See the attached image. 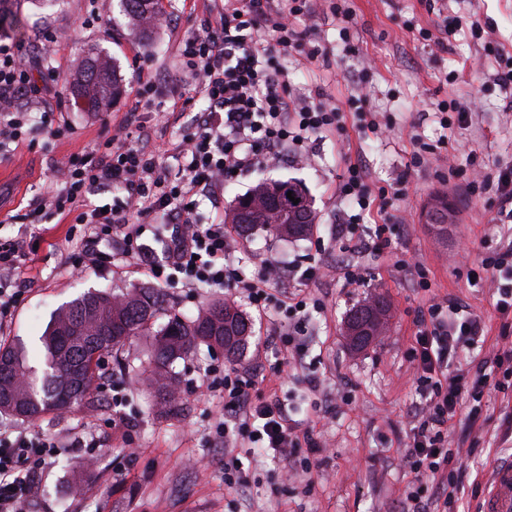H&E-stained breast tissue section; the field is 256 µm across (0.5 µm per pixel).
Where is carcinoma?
I'll list each match as a JSON object with an SVG mask.
<instances>
[{
    "label": "carcinoma",
    "instance_id": "carcinoma-1",
    "mask_svg": "<svg viewBox=\"0 0 512 512\" xmlns=\"http://www.w3.org/2000/svg\"><path fill=\"white\" fill-rule=\"evenodd\" d=\"M77 92L95 105L118 89L105 67L87 68ZM299 199L293 203L287 193ZM316 215L304 190L290 182L261 184L251 195L240 199L227 223L243 238L257 227L289 238L305 236ZM162 310L151 288L117 297L89 292L64 305L50 320L39 338L43 358L29 363L24 346L0 348V414L35 422L44 414L75 408L91 399L94 364L109 352L117 351L137 336L150 337L148 387L162 395L161 408L172 410L176 403L177 380L170 365L184 359L200 346H220L230 355L239 353L252 336V323L235 307L218 299L201 309L192 319L176 313L159 329L154 318ZM388 305L383 297L355 310L348 320L350 344L362 349L378 336L386 322ZM70 402H58L63 390Z\"/></svg>",
    "mask_w": 512,
    "mask_h": 512
}]
</instances>
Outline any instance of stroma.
Returning <instances> with one entry per match:
<instances>
[{
  "label": "stroma",
  "mask_w": 512,
  "mask_h": 512,
  "mask_svg": "<svg viewBox=\"0 0 512 512\" xmlns=\"http://www.w3.org/2000/svg\"><path fill=\"white\" fill-rule=\"evenodd\" d=\"M171 21L143 26L125 13L120 0H15L12 20L0 26V41L21 43L33 52L37 73L46 69L79 79L89 57L113 66L119 93L103 109L87 108L83 99L66 96L64 116L72 135L51 140L42 130L39 112H31L28 135L0 146V238L20 235L16 217L50 184L54 167L106 141L113 126L129 112L139 86L138 61L151 60L152 75L165 81L167 94L184 93L188 79L175 61L180 40L193 35L204 20L216 19L212 0H162ZM352 23L353 53H346L341 25L332 16L297 17L298 29H309L313 44L327 52L314 60L297 50L282 56L291 86L299 96L325 91L339 106L356 100L343 132L319 139L313 161L240 173L224 185V208L260 183L292 181L313 200L316 220L310 236L294 240L262 229L241 245L258 270L265 258L308 264L322 260L325 270L314 292L327 308L311 312L304 330L306 352L301 365L277 370L279 354L268 347L269 321L253 309L246 316L254 334L242 354L220 347H200L173 365L180 381L179 409L158 413L154 394L139 382L148 365L144 338L132 339L122 351L106 355L97 369L94 404L50 412L37 429L60 442V450L38 469L40 494L30 512H400L409 476L397 457L421 402L409 352L416 320L428 294H453L481 316L496 338L500 320L488 289L482 288L483 259L498 232L487 196L466 198L458 180L439 162L415 173L406 196L386 215L390 247L369 252L359 262L364 279L346 284L332 240L340 206L336 186L350 160L369 162L381 184H391L408 167L417 143L432 144L447 136V151L460 169L472 159L488 167L512 165V105L493 81L467 19L476 15L489 36L512 53V0H343ZM460 18L451 32L439 30L444 18ZM434 31L435 41L420 32ZM56 34L43 51L46 33ZM478 97L466 130L444 131L431 113L432 103L468 104ZM383 112L396 124L392 139L380 140L368 129L370 113ZM451 200L455 219L446 227L427 223L435 196ZM38 242L28 264V289L7 331L8 344L35 345L55 311L84 292L122 295L156 288L163 305L186 317L195 316L214 297L232 301L229 289L188 288L173 281L154 284L144 273L88 269L74 275L60 260L71 248L69 219L52 216L34 224ZM420 261L427 290L399 269L402 260ZM384 296L390 318L381 336L364 349H353L347 337L350 311L371 295ZM265 358L262 381L291 408L299 427L315 428L333 452L312 471L311 484H283L281 462L242 456L243 481L224 484V451L213 447L215 424L224 408L222 388H204L210 370L245 369ZM317 373L320 391H310L305 377ZM121 405H113L115 396ZM512 412V389L484 395L483 426L459 424L452 446L465 448L469 474L489 470L497 459L512 456V435L504 425Z\"/></svg>",
  "instance_id": "35a3bbf8"
}]
</instances>
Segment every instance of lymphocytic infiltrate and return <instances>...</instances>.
<instances>
[{
  "label": "lymphocytic infiltrate",
  "instance_id": "1",
  "mask_svg": "<svg viewBox=\"0 0 512 512\" xmlns=\"http://www.w3.org/2000/svg\"><path fill=\"white\" fill-rule=\"evenodd\" d=\"M313 13L312 0H222L219 25L204 22L201 31L178 45L190 89L173 99L172 111H186L200 99L208 104L192 132L160 145L154 141L153 127L131 116L115 125L103 149L71 156L56 169L48 190L30 203L23 218L33 222L48 213L66 214L80 224L81 233L64 258L65 268H133L157 282L179 275L190 288L234 289L258 314H282L270 342L280 355L300 354L298 336L308 308L325 307L302 286L322 278V265L285 269L266 259L256 274H247L246 260L236 256L238 241L231 225L198 223L194 207L202 197L219 204L234 173L290 153L307 159L308 141L343 131L340 108L297 99L287 71L278 63L292 48L305 49L310 59L322 55L321 47L308 45V31L291 23L292 18ZM31 57L23 45L0 44V142L23 135L25 121L15 114L19 99L36 104L48 92L65 87L59 74L36 76ZM169 157L182 162L177 174L169 172ZM464 187L471 194L482 189L495 195L500 240L482 266L501 319L493 362L512 367V166L473 165ZM112 188L125 192L124 208L104 210L88 204V194ZM337 198L341 219L336 240L341 249L359 251L360 224L374 210L394 204L399 194L380 185L366 165L352 162L337 187ZM161 219L178 229L159 260L142 236L147 225ZM28 260L24 240L0 242V333L26 289ZM287 278L297 280V287H283ZM487 334L486 322L459 299L432 296L420 311L411 362L423 403L401 458L411 475L406 512H448L464 489L462 453L449 450L448 438L460 413L477 422L489 381L483 375L467 379L458 364ZM256 375L253 369L224 374V415L215 429L224 447V482H241L234 453L243 448L286 462V477L304 480L306 470L289 465L288 457L302 450L323 451L325 444L314 429L302 430L292 422L277 393L255 402L251 389ZM58 447L54 438L37 430L0 439V512H26L39 491L35 465Z\"/></svg>",
  "mask_w": 512,
  "mask_h": 512
}]
</instances>
